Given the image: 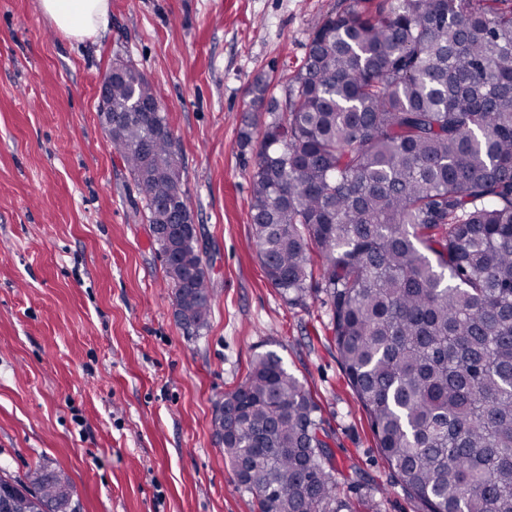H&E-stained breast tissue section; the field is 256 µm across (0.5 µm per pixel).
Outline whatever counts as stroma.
I'll use <instances>...</instances> for the list:
<instances>
[{"mask_svg": "<svg viewBox=\"0 0 512 512\" xmlns=\"http://www.w3.org/2000/svg\"><path fill=\"white\" fill-rule=\"evenodd\" d=\"M351 0H110L97 38L39 0H0V468L63 469L81 512H253L211 430L215 402L276 352L316 402L336 496L419 512L379 452L313 291L291 305L253 242L250 85L283 95L314 30ZM155 87L214 299L188 333L129 170L97 112L113 59Z\"/></svg>", "mask_w": 512, "mask_h": 512, "instance_id": "35a3bbf8", "label": "stroma"}]
</instances>
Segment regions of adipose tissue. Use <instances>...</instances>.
Returning a JSON list of instances; mask_svg holds the SVG:
<instances>
[{"mask_svg":"<svg viewBox=\"0 0 512 512\" xmlns=\"http://www.w3.org/2000/svg\"><path fill=\"white\" fill-rule=\"evenodd\" d=\"M44 14L67 37L84 41L106 30L109 0H40Z\"/></svg>","mask_w":512,"mask_h":512,"instance_id":"ef3b65f1","label":"adipose tissue"}]
</instances>
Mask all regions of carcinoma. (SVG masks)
Instances as JSON below:
<instances>
[{
  "label": "carcinoma",
  "instance_id": "carcinoma-1",
  "mask_svg": "<svg viewBox=\"0 0 512 512\" xmlns=\"http://www.w3.org/2000/svg\"><path fill=\"white\" fill-rule=\"evenodd\" d=\"M356 0L313 33L266 112L251 221L291 304L322 289L336 350L377 448L422 512H512V9L504 0ZM112 148L143 195L183 328L208 323L204 266L165 111L116 58ZM224 459L258 512H353L336 500L317 405L256 355L216 402ZM0 512H79L61 469L14 479Z\"/></svg>",
  "mask_w": 512,
  "mask_h": 512
}]
</instances>
